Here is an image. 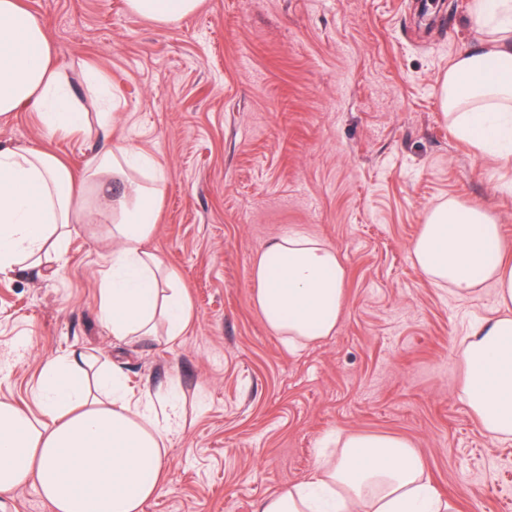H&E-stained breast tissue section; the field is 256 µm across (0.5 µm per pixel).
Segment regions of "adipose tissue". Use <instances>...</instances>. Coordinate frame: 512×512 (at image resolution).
<instances>
[{"label": "adipose tissue", "instance_id": "adipose-tissue-1", "mask_svg": "<svg viewBox=\"0 0 512 512\" xmlns=\"http://www.w3.org/2000/svg\"><path fill=\"white\" fill-rule=\"evenodd\" d=\"M200 0H126L132 14L177 23ZM470 23L483 46L453 60L441 79L452 129L477 148L512 156V0H475ZM42 21L21 0H0V116L36 113L48 134L104 133L112 98L97 80L88 94L70 91ZM124 184L108 192L110 180ZM167 190L164 171L121 140L73 171L54 154L25 144L0 145V274L49 267L69 225L88 201L100 204L112 236L99 315L115 339L152 333L163 320L170 337L189 320L181 292L159 286L163 261L147 246ZM500 227L485 210L446 202L429 212L410 245L414 264L434 285L466 297L492 286L497 314L464 339L463 395L481 428L512 438V260ZM252 304L291 349L331 336L346 302L347 269L338 253L301 230L275 236L253 263ZM40 413L0 400V495L31 484L52 512H144L165 477L166 441L177 415L159 419L151 395L131 397L123 379L90 370L83 354L44 362ZM337 457L320 461L305 483L261 499L254 512H442L424 480V464L406 440L382 434L340 436Z\"/></svg>", "mask_w": 512, "mask_h": 512}]
</instances>
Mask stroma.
<instances>
[{
  "label": "stroma",
  "instance_id": "35a3bbf8",
  "mask_svg": "<svg viewBox=\"0 0 512 512\" xmlns=\"http://www.w3.org/2000/svg\"><path fill=\"white\" fill-rule=\"evenodd\" d=\"M22 2L72 93L101 74L110 137L163 167L150 248L190 319L172 341L113 338L98 315L112 240L88 209L64 276H0V400L35 408L42 364L74 350L115 365L135 395L175 394L166 478L145 512H254L309 480L336 430L408 439L457 512H504L512 440L488 437L461 396L462 339L495 315L494 292L458 298L409 253L448 201L483 208L512 244V157L459 138L440 101L450 62L481 42L473 0H446L427 31L418 0H201L170 26L125 0ZM0 143L43 146L78 170L103 140L49 136L17 112ZM293 227L348 272L335 334L297 352L251 302L254 259Z\"/></svg>",
  "mask_w": 512,
  "mask_h": 512
}]
</instances>
